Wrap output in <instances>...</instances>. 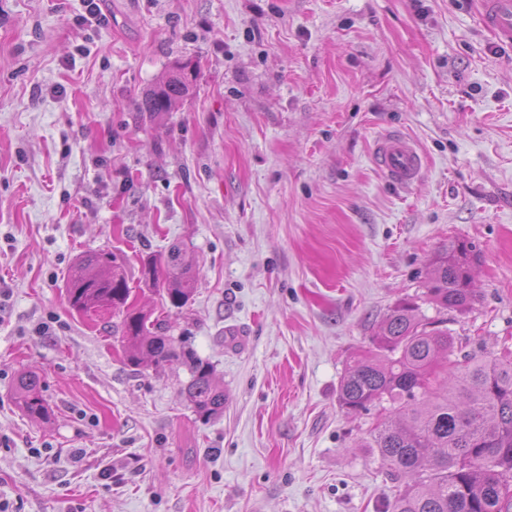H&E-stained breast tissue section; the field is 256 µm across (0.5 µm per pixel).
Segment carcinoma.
I'll use <instances>...</instances> for the list:
<instances>
[{
  "label": "carcinoma",
  "mask_w": 512,
  "mask_h": 512,
  "mask_svg": "<svg viewBox=\"0 0 512 512\" xmlns=\"http://www.w3.org/2000/svg\"><path fill=\"white\" fill-rule=\"evenodd\" d=\"M189 92V78L168 77L144 100L149 112H167ZM473 246L459 242L430 262L427 296L439 309L463 310L473 299ZM143 279L174 308L185 306L196 274L184 249L142 263ZM66 293L79 313L122 315L124 360L137 371L180 359L166 322L129 303L131 288L108 252L82 254L69 272ZM375 351L353 359L338 402L348 413L380 407L368 447L377 450L396 493L384 512H512V347L490 355L454 354L448 330L397 305L373 336ZM191 379L182 394L201 418L224 410V392L209 362L188 354ZM17 402L30 418L49 414L38 374H19Z\"/></svg>",
  "instance_id": "cac0c4a2"
}]
</instances>
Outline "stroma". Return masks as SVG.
<instances>
[{"label": "stroma", "mask_w": 512, "mask_h": 512, "mask_svg": "<svg viewBox=\"0 0 512 512\" xmlns=\"http://www.w3.org/2000/svg\"><path fill=\"white\" fill-rule=\"evenodd\" d=\"M479 0H0V512H382L391 483L340 380L404 301L458 350L512 342V47ZM188 95L142 101L178 66ZM423 157L379 170L389 133ZM471 243L475 297L438 312L432 257ZM182 243L163 304L141 260ZM116 257L137 307L209 360L137 372L121 318L67 302L78 256ZM51 418H27L21 372ZM377 161L389 179L399 184L418 180L422 158L415 145L400 134H388L377 145ZM143 279L145 282L159 285L162 281V291L174 308H182L191 299L196 285V274L192 266L184 260V249L179 244L172 245L164 255L149 256L143 260ZM188 358L191 379L182 394L200 418L209 419L224 410V392L215 384L209 362L190 352ZM17 402L30 418L44 420L49 414L48 404L43 396L41 379L31 371L22 372L16 384Z\"/></svg>", "instance_id": "1"}]
</instances>
